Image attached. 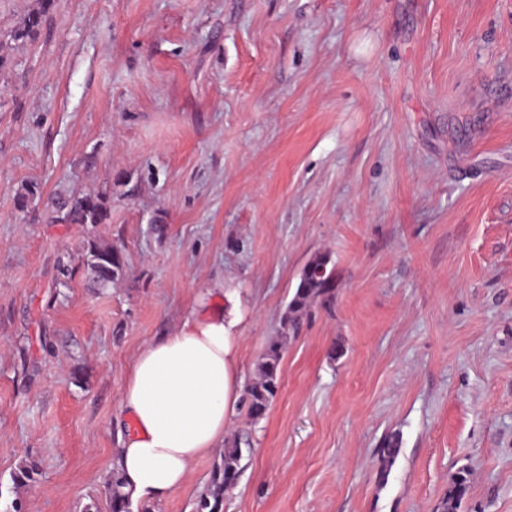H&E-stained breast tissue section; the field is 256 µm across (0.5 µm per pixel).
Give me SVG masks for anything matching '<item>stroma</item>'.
I'll use <instances>...</instances> for the list:
<instances>
[{"label": "stroma", "mask_w": 512, "mask_h": 512, "mask_svg": "<svg viewBox=\"0 0 512 512\" xmlns=\"http://www.w3.org/2000/svg\"><path fill=\"white\" fill-rule=\"evenodd\" d=\"M320 254L334 299L279 336ZM220 282L245 383L280 344L227 512H443L463 467L458 512H512V0H55L0 71V512H110L128 369ZM51 220L56 224H102L109 216L108 199L101 195L58 196ZM121 261L112 246L93 245L84 262L88 279L96 285L106 286L112 282L115 272L120 268ZM99 270H102L99 272ZM470 474L467 470H459L448 488V495L443 505L444 512H456L460 502L469 490Z\"/></svg>", "instance_id": "stroma-1"}]
</instances>
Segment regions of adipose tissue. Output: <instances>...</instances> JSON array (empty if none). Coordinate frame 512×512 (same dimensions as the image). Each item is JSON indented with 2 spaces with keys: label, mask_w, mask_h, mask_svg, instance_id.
<instances>
[{
  "label": "adipose tissue",
  "mask_w": 512,
  "mask_h": 512,
  "mask_svg": "<svg viewBox=\"0 0 512 512\" xmlns=\"http://www.w3.org/2000/svg\"><path fill=\"white\" fill-rule=\"evenodd\" d=\"M243 295L220 288L199 300L172 333L147 343L132 363L120 406L133 421L116 459L133 498L166 499L192 464L223 447L242 398Z\"/></svg>",
  "instance_id": "obj_1"
}]
</instances>
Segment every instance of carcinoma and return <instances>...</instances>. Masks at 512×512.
I'll list each match as a JSON object with an SVG mask.
<instances>
[{
  "mask_svg": "<svg viewBox=\"0 0 512 512\" xmlns=\"http://www.w3.org/2000/svg\"><path fill=\"white\" fill-rule=\"evenodd\" d=\"M45 10L27 15L23 26L16 29L11 38L21 40L34 33L42 24ZM109 216L108 199L101 195L72 197L58 196L53 203L52 222L56 224H102ZM121 261L110 246L94 245L84 262L90 281L99 286L112 282ZM336 288V272L330 266V259L318 256L304 268L295 293L288 303L281 321V333H294L299 329L300 316L318 299L327 300ZM279 344L273 343L265 360L259 367V378L248 388V415L252 419L261 417L275 397L278 388ZM243 449L234 440L225 445L221 453V463L212 477L211 487L200 497L197 512H223L224 493L234 487L243 471ZM470 474L459 470L448 488L443 512H457L460 502L469 490ZM123 483L118 468L112 469L110 483L111 512H131L130 495L122 492Z\"/></svg>",
  "mask_w": 512,
  "mask_h": 512,
  "instance_id": "obj_1",
  "label": "carcinoma"
}]
</instances>
